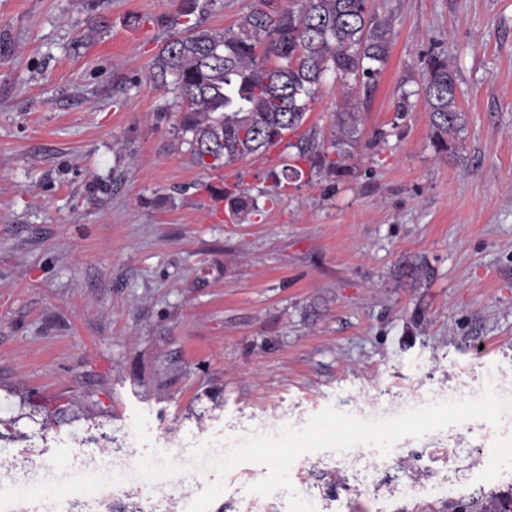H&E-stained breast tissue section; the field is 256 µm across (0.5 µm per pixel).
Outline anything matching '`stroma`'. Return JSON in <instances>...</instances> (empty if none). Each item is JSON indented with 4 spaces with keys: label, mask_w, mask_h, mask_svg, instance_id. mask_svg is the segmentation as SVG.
I'll return each mask as SVG.
<instances>
[{
    "label": "stroma",
    "mask_w": 512,
    "mask_h": 512,
    "mask_svg": "<svg viewBox=\"0 0 512 512\" xmlns=\"http://www.w3.org/2000/svg\"><path fill=\"white\" fill-rule=\"evenodd\" d=\"M255 0H212L221 30ZM393 45L371 96L327 76L309 125L361 123L350 175L288 189L259 216L216 212L204 183L243 173L259 196L278 152L202 171L173 96L148 74L179 34L175 0H0V478L24 487L155 448L300 427L326 407L366 420L428 400L512 397V0H373ZM444 50L465 115L461 158L437 157L424 100L395 103ZM385 141L373 142L376 130ZM70 398L54 429L48 407ZM512 415L290 469L316 512H445L512 490ZM112 450L111 457L101 448ZM222 478L209 512H287ZM335 497H327V482ZM190 474L117 485L143 512H185Z\"/></svg>",
    "instance_id": "1"
}]
</instances>
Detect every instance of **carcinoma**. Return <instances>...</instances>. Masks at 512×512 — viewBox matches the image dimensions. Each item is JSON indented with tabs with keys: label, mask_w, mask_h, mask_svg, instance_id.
<instances>
[{
	"label": "carcinoma",
	"mask_w": 512,
	"mask_h": 512,
	"mask_svg": "<svg viewBox=\"0 0 512 512\" xmlns=\"http://www.w3.org/2000/svg\"><path fill=\"white\" fill-rule=\"evenodd\" d=\"M369 2L257 0L237 24L216 31L191 22L199 0H180L169 23L183 30L159 51L150 78L174 94L177 130L195 165L208 172L279 147L294 150L293 163L266 175L272 180L271 205L289 185L349 175L359 140L356 113H336V131L328 141L314 128L300 129L327 74H335L344 87L351 79L367 89L376 83L392 32L387 21L370 12ZM456 89L448 53L432 51L422 58L420 86L401 93L396 103L400 113L411 111L410 97L425 100L431 147L438 156L456 157L462 150ZM210 191L234 218L261 213L241 175ZM456 512H512V491Z\"/></svg>",
	"instance_id": "cac0c4a2"
}]
</instances>
